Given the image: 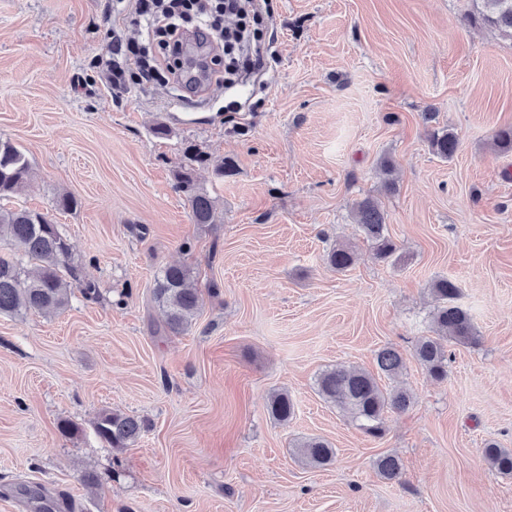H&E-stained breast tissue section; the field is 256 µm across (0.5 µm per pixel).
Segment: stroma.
Wrapping results in <instances>:
<instances>
[{"label":"stroma","mask_w":512,"mask_h":512,"mask_svg":"<svg viewBox=\"0 0 512 512\" xmlns=\"http://www.w3.org/2000/svg\"><path fill=\"white\" fill-rule=\"evenodd\" d=\"M471 8L268 0L265 85L193 97L163 82L116 95L94 67L113 35L154 39L127 0H0V139L33 168L9 204L48 214L100 292L0 316V512H31L32 487L74 512H512V474L483 456L490 441L512 449V152L492 141L512 126V40L468 25ZM434 127L456 133L452 159L432 151ZM182 168L215 223H193ZM64 195L76 210L57 209ZM366 197L397 264L356 223ZM339 244L358 253L342 273L324 262ZM172 263L203 299L179 335L160 333L151 301ZM442 277L478 340L449 344L437 380L414 347ZM387 345L405 354L413 401L373 438L316 378L374 369ZM278 391L295 404L285 425L266 409ZM103 411L145 419L135 445L100 441ZM64 419L78 433L62 435ZM310 437L335 448L332 464L298 461L294 443ZM386 454L400 481L378 474Z\"/></svg>","instance_id":"obj_1"}]
</instances>
